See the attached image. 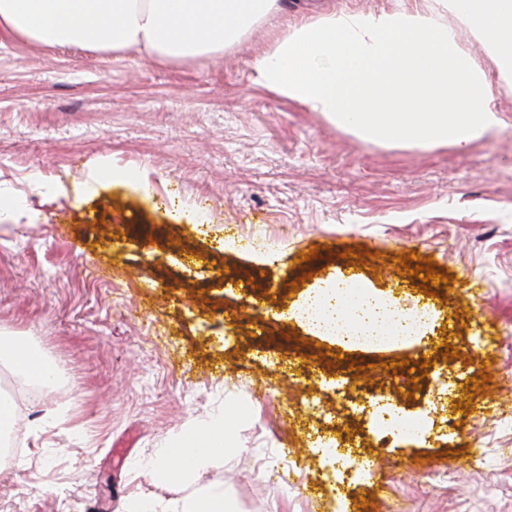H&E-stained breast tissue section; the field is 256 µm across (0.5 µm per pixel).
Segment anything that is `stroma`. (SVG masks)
I'll return each instance as SVG.
<instances>
[{
    "instance_id": "obj_1",
    "label": "stroma",
    "mask_w": 512,
    "mask_h": 512,
    "mask_svg": "<svg viewBox=\"0 0 512 512\" xmlns=\"http://www.w3.org/2000/svg\"><path fill=\"white\" fill-rule=\"evenodd\" d=\"M405 2L278 0L188 63L0 41V188L26 204L0 213V332L66 383L27 403L0 512L177 498L132 462L221 407L230 444L193 486L223 484L235 512H512V92H493L508 130L461 154L364 141L252 83L286 26ZM96 160L144 190L75 196ZM427 258L444 276L431 296L408 271ZM335 276L429 307L424 336L352 349L310 333L289 311ZM380 394L428 430L378 446ZM339 430L372 488L328 461L317 438Z\"/></svg>"
}]
</instances>
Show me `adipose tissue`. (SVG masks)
Here are the masks:
<instances>
[{
	"label": "adipose tissue",
	"mask_w": 512,
	"mask_h": 512,
	"mask_svg": "<svg viewBox=\"0 0 512 512\" xmlns=\"http://www.w3.org/2000/svg\"><path fill=\"white\" fill-rule=\"evenodd\" d=\"M276 0H0V34L49 46L80 45L104 63L133 49L162 63L194 61L235 44ZM478 44L486 71L459 48ZM268 94L317 112L369 142L393 139L464 152L504 132L492 86L512 91V0H417L388 12H333L289 26L253 66ZM294 316L352 345L418 338L422 323L365 285L336 280L310 293ZM229 414L176 432L140 462L161 485L182 489L171 512H231L224 488L184 487L224 453Z\"/></svg>",
	"instance_id": "adipose-tissue-1"
}]
</instances>
